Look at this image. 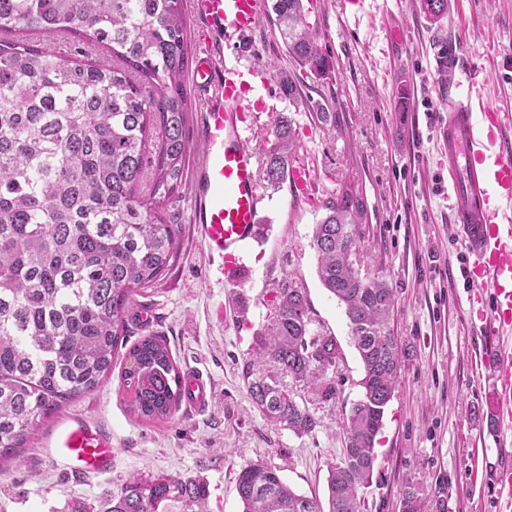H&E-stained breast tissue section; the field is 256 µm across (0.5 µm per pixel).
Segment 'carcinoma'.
Segmentation results:
<instances>
[{"mask_svg":"<svg viewBox=\"0 0 512 512\" xmlns=\"http://www.w3.org/2000/svg\"><path fill=\"white\" fill-rule=\"evenodd\" d=\"M431 18L448 0H420ZM281 41L301 75L281 91L303 103L300 76L329 78L303 0H271ZM67 33L112 61L56 58L3 34ZM194 63L185 0H0V464L17 460L46 422L78 396L101 388L128 333L126 313L179 256V225L167 204L182 188L192 141V102L184 77ZM260 179L276 188L299 163L295 120L280 114ZM313 247L323 287L344 305L362 363V397L346 417L345 452L329 466L328 506L298 494L265 459L237 476L242 512H363L405 350L391 328L396 297L388 282L355 267L367 216L359 186L343 182L322 204ZM273 311L253 362L271 363L307 387H324L336 367V338L315 327L307 291L290 274L272 288ZM122 388L139 421L168 418L184 402L182 374L164 337L129 347ZM249 395L273 425L304 436L318 420L273 375L249 382ZM199 477L128 476L96 507L73 512H207ZM402 512H427L408 490Z\"/></svg>","mask_w":512,"mask_h":512,"instance_id":"obj_1","label":"carcinoma"}]
</instances>
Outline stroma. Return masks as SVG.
Returning <instances> with one entry per match:
<instances>
[{"instance_id": "35a3bbf8", "label": "stroma", "mask_w": 512, "mask_h": 512, "mask_svg": "<svg viewBox=\"0 0 512 512\" xmlns=\"http://www.w3.org/2000/svg\"><path fill=\"white\" fill-rule=\"evenodd\" d=\"M305 9L333 63L328 80L301 85L311 106H292L280 91L281 76L296 67L272 19L260 21L245 45L224 53L270 74L268 85L254 93L263 107L253 114L250 146L263 154L278 113L293 112L298 154L313 176L305 195L287 183L263 190L260 218L267 231L249 259L246 316L237 314L236 288L225 285L201 247L185 186L173 204L180 255L133 303L150 310L153 320L128 323L127 344L151 332L165 336L179 367L209 375V405L135 422L121 390L122 367L114 365L102 388L64 408L20 459L0 468V512H70L136 473L203 477L208 512H241L237 475L260 457L271 459L297 492L326 497L328 466L343 454L344 419L362 395V365L343 306L317 277L311 237L322 202L335 198L345 181L358 184L366 198L361 265L393 288L395 334L406 349L375 447L373 482L363 491L364 512H401L409 489L432 512H496L489 479L470 474L472 462L494 465L498 435L485 423L494 391L469 324L477 291L465 280L464 233L451 217L448 155L437 137L448 82L435 68L434 47L445 37L456 40L484 100L512 113V0H450L437 21L415 0H306ZM318 103L335 113V124L318 121ZM288 272L306 288L317 325L340 349L327 375L332 399L279 377L318 420L303 437L271 426L248 394V373L272 371L252 364L251 354L269 322L270 290ZM72 417L111 434L110 472L77 476L63 467L50 439Z\"/></svg>"}]
</instances>
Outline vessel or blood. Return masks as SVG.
Masks as SVG:
<instances>
[{
	"label": "vessel or blood",
	"instance_id": "obj_1",
	"mask_svg": "<svg viewBox=\"0 0 512 512\" xmlns=\"http://www.w3.org/2000/svg\"><path fill=\"white\" fill-rule=\"evenodd\" d=\"M265 0H189L190 13L208 30L192 74L203 100L199 130L204 158L192 179V221L203 248L218 263L225 284L246 280L245 256L256 240L264 195L257 158L246 133L251 128L254 89L268 80L265 69L227 64L223 49L253 35ZM479 94L448 86V120L440 138L448 147V187L455 223L463 225L473 260L467 269L489 307H471L470 322L490 338L481 357L494 384L501 441L512 442V141L505 137L512 114L476 106ZM191 407L211 399V382L201 371L186 380ZM51 445L67 470L103 473L112 467V437L83 419H70ZM494 488L504 512H512V464L495 473Z\"/></svg>",
	"mask_w": 512,
	"mask_h": 512
}]
</instances>
